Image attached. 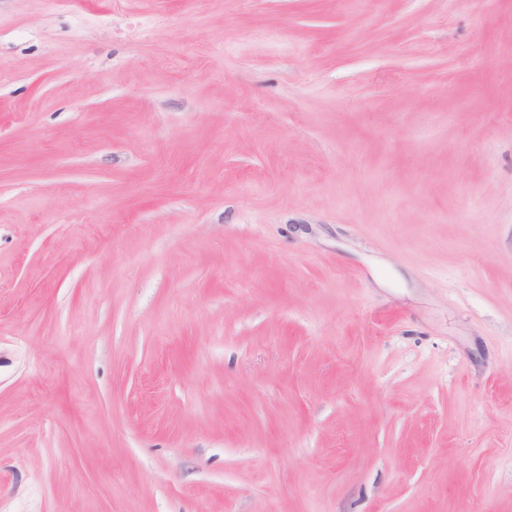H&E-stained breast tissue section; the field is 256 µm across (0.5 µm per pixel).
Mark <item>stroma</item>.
Instances as JSON below:
<instances>
[{
  "instance_id": "obj_1",
  "label": "stroma",
  "mask_w": 512,
  "mask_h": 512,
  "mask_svg": "<svg viewBox=\"0 0 512 512\" xmlns=\"http://www.w3.org/2000/svg\"><path fill=\"white\" fill-rule=\"evenodd\" d=\"M0 512H512V0H0Z\"/></svg>"
}]
</instances>
